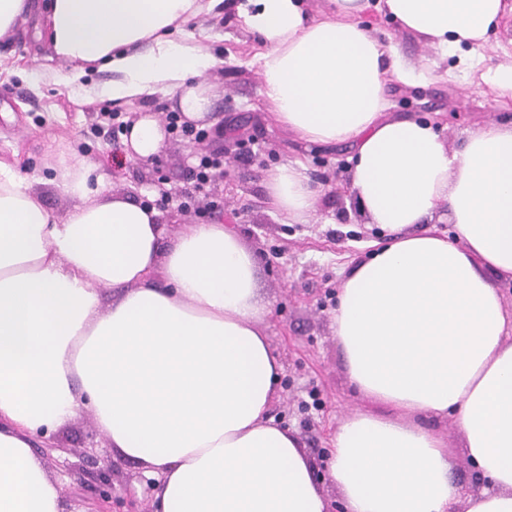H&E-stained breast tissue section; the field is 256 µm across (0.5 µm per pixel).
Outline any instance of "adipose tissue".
Returning <instances> with one entry per match:
<instances>
[{
	"label": "adipose tissue",
	"mask_w": 512,
	"mask_h": 512,
	"mask_svg": "<svg viewBox=\"0 0 512 512\" xmlns=\"http://www.w3.org/2000/svg\"><path fill=\"white\" fill-rule=\"evenodd\" d=\"M220 0H47L55 58L111 72L96 96L174 95L206 120L223 60L187 22ZM239 0L259 37L251 61L266 109L301 139L353 150L348 186L389 244L347 275L333 331L350 384L375 410L341 419L329 476L349 512H452L458 489L442 439L419 425L452 416L490 488L464 512H512V315L494 277L512 280V123L450 149L434 127L388 117L415 65L377 38L384 11L442 51L467 49L475 85L512 100V63L489 66V37L512 0ZM164 131L131 121L124 149L149 161ZM105 176L60 159L71 199L57 217L30 180L0 162V512H66L36 443L91 411L122 457L157 476L158 512H328L301 439L267 416L281 367L259 327L258 261L235 230L191 224L165 239L159 210L105 195ZM289 221L315 192L301 165L267 175ZM445 210L454 238L427 230ZM111 295H104V288Z\"/></svg>",
	"instance_id": "ef3b65f1"
}]
</instances>
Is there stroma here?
<instances>
[{
    "label": "stroma",
    "instance_id": "stroma-1",
    "mask_svg": "<svg viewBox=\"0 0 512 512\" xmlns=\"http://www.w3.org/2000/svg\"><path fill=\"white\" fill-rule=\"evenodd\" d=\"M189 28L200 33L204 48L224 60L222 68L208 77L219 96L204 126L206 137L192 143L166 131L158 156L137 162L126 158L121 140L108 136L104 115L116 114L124 121L141 113L163 116L176 111V101L158 96L115 104L87 94L88 86L108 82L110 73L91 69L80 80L69 81L68 64L51 56L46 16L37 12L20 22L16 33L0 39V161L22 175L34 176V190L60 217L71 201L52 182L56 158L49 150L53 147L75 150L107 173V192L160 210L165 239H173L189 224H226L238 233L258 259L259 291L270 305L260 327L281 366L269 414L280 426L298 433L331 508L343 512V498L328 475L331 435L340 419L369 408L370 403L346 376L332 314L346 274L388 233L367 223L354 194L329 189L330 183L346 180L350 150L304 144L266 110L260 77L246 65L260 43L235 10L200 16ZM374 28L424 74L413 84L397 85L391 95V116L433 123L453 149L479 126L512 121V105H495L489 88L471 85L458 69L455 55H444L392 19L375 20ZM229 125L242 126L256 137L259 147L250 162L241 161L240 145L225 135ZM218 138L224 143V175L211 189L223 198L224 206L214 210L194 186L200 158ZM296 162L305 165L316 191L315 215L307 224L289 223L265 182L270 170ZM181 191L191 193L188 205L175 200V193ZM419 423L446 444L459 493L480 488L482 478L464 451L453 418L423 417ZM38 454L76 512H103L104 503L91 489L95 462L103 458L112 462L116 512H144L154 503L145 466L111 448L92 413L63 426L54 446L39 449Z\"/></svg>",
    "mask_w": 512,
    "mask_h": 512
}]
</instances>
